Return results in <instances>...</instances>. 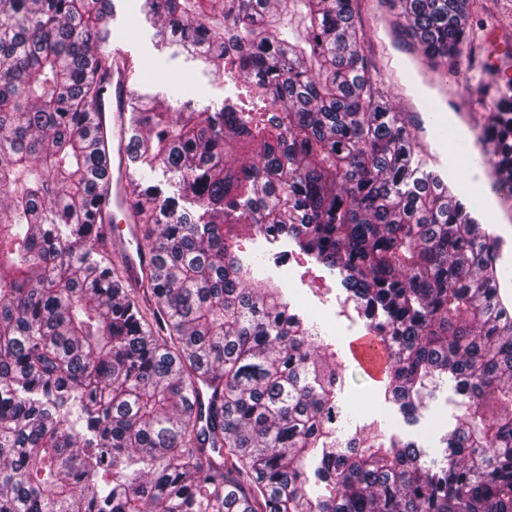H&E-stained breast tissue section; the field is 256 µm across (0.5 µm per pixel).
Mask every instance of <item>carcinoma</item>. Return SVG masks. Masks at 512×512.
Listing matches in <instances>:
<instances>
[{"instance_id":"1","label":"carcinoma","mask_w":512,"mask_h":512,"mask_svg":"<svg viewBox=\"0 0 512 512\" xmlns=\"http://www.w3.org/2000/svg\"><path fill=\"white\" fill-rule=\"evenodd\" d=\"M488 0H391L430 69L464 50L490 111L462 154L512 200V78L476 58ZM362 0H141L156 47L241 79L262 112L130 101L146 309L100 256L90 112L112 0H0V512H512V270L427 169ZM178 178L165 196L146 177ZM236 225L339 271L407 420L451 381L430 454L375 422L342 438L336 352L258 278Z\"/></svg>"}]
</instances>
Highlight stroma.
<instances>
[{"mask_svg":"<svg viewBox=\"0 0 512 512\" xmlns=\"http://www.w3.org/2000/svg\"><path fill=\"white\" fill-rule=\"evenodd\" d=\"M114 3L117 15L113 23L132 26L126 46L146 69L144 78L131 85L137 94L160 97L175 87L180 91V101L191 102L199 111L224 100L252 110V101L242 82L213 79L201 62L177 47L157 50V27L151 18L140 13L137 0ZM495 16L494 28L481 34L478 52L486 62L512 75V0H495ZM362 23L371 37L372 60L391 90L393 104L413 116L422 151L435 171L454 168L453 184L464 196L475 198L479 215L497 212V221L488 223L487 228L501 240L503 263L512 266V202L497 199L489 191L483 167L473 163L459 165L457 154L436 137L427 112L432 104H446L441 115L443 122L460 136L473 138L482 121V110L470 98L467 86L476 82L477 73L462 66L456 76L445 78L427 68L416 46L397 28L387 0H364ZM237 254L246 262L260 261L263 275L281 281L294 311L315 320L326 331L327 342L344 366V384L338 395L345 415L339 426L344 432L378 420L384 422L387 433L420 439L427 448L438 447L440 437L458 412L452 388L442 386L417 424L404 421L397 407L385 401L382 379L365 374L348 356L349 341L366 333L368 326L354 310L343 309L346 292L338 270L301 255L294 242L285 237L240 234Z\"/></svg>","mask_w":512,"mask_h":512,"instance_id":"stroma-1","label":"stroma"}]
</instances>
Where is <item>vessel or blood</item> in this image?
Returning <instances> with one entry per match:
<instances>
[{
  "mask_svg": "<svg viewBox=\"0 0 512 512\" xmlns=\"http://www.w3.org/2000/svg\"><path fill=\"white\" fill-rule=\"evenodd\" d=\"M135 75L134 62L121 47L112 49V67L104 79L103 96L93 112V123L101 142L102 176L101 182L112 192V206L125 212L123 229L109 224L99 225V241L113 250L123 260L131 287L141 285L140 272L145 269L148 256L145 249L129 252L128 240H140V230L133 215L125 211L132 190V179L125 145L129 128L126 122L125 106L129 94V84ZM353 359L371 377L381 376L386 364V354L378 345L372 333L356 337L350 343Z\"/></svg>",
  "mask_w": 512,
  "mask_h": 512,
  "instance_id": "1",
  "label": "vessel or blood"
}]
</instances>
